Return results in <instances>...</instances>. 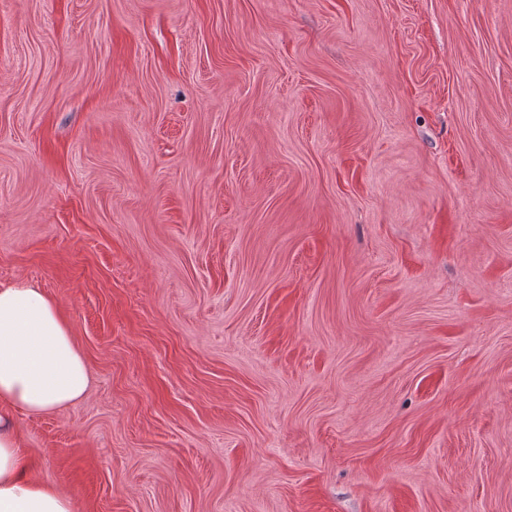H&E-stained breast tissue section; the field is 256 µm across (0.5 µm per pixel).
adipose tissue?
Listing matches in <instances>:
<instances>
[{
  "label": "adipose tissue",
  "mask_w": 512,
  "mask_h": 512,
  "mask_svg": "<svg viewBox=\"0 0 512 512\" xmlns=\"http://www.w3.org/2000/svg\"><path fill=\"white\" fill-rule=\"evenodd\" d=\"M90 375L60 308L30 283H0V512H72L58 487L33 481L12 408L52 412L82 400Z\"/></svg>",
  "instance_id": "1"
}]
</instances>
